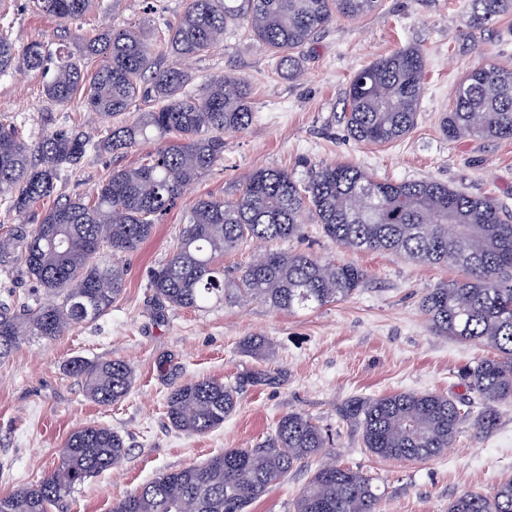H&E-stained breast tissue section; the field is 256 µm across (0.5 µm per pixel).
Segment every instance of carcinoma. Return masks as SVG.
<instances>
[{"label":"carcinoma","instance_id":"obj_1","mask_svg":"<svg viewBox=\"0 0 512 512\" xmlns=\"http://www.w3.org/2000/svg\"><path fill=\"white\" fill-rule=\"evenodd\" d=\"M93 0H33L37 11L64 21L88 15ZM469 23L482 25L512 10V0H469ZM377 0H186L163 35L183 60L208 49L230 22L244 21L280 58L288 74L295 53L336 17L373 10ZM84 53L102 64L86 78L70 52H51L32 41L18 47L0 26V76L22 66L48 76L45 102L64 107L80 96L99 119L123 115L140 99L156 109L113 125L94 142L66 128L38 143L0 123V195L23 213L49 197L58 170L77 164L88 149L123 153L154 140L147 162L112 171L92 200L69 199L47 210L40 223L0 237V265L21 261L48 299L35 307L0 304V360L30 336L53 340L100 319L122 295L126 270L102 257L132 252L149 240L155 221L184 189L224 157V134L253 120L250 89L241 78L210 77L200 92L186 91L192 74L161 68L137 32L110 28L84 39ZM425 58L416 47L399 50L359 70L346 97L344 122L358 142L392 143L414 126L423 93ZM448 139H512V68L485 64L457 83L442 117ZM346 251L390 252L414 261L454 266L463 275L430 289L421 303L431 331L491 350L466 366L469 396L400 391L353 398L339 410L356 426L365 448L379 458L422 460L453 446L462 423L476 433L497 426V405L512 402V215L490 197H474L435 180L382 182L349 164L309 169L298 181L284 169L254 172L232 199L200 198L190 208L180 240L150 276L160 309H198L211 299L260 302L288 312L316 310L350 296L366 280L351 262L323 263L304 252L268 250L228 279L218 256L245 242L287 241L305 221ZM455 231L448 232V225ZM82 284L79 295L69 284ZM100 406L124 399L135 375L124 360L69 363ZM236 388L202 379L174 387L166 398L171 426L188 435L221 427L237 408ZM334 447L311 419L288 413L254 448H226L201 465L164 472L112 505L111 512H245L298 464ZM125 438L105 425L69 434L59 465L35 486L0 496V512H52L86 479L122 466ZM373 479L350 468L322 465L300 490L294 512H379ZM448 512H512V479L491 493L463 492Z\"/></svg>","mask_w":512,"mask_h":512}]
</instances>
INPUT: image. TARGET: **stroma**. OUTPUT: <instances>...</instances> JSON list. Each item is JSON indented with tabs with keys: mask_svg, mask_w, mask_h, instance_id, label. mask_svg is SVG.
<instances>
[{
	"mask_svg": "<svg viewBox=\"0 0 512 512\" xmlns=\"http://www.w3.org/2000/svg\"><path fill=\"white\" fill-rule=\"evenodd\" d=\"M185 0H96L79 21L41 16L31 0H5L0 14L12 39L66 47L86 75L97 69L82 55L81 38L112 26L141 33L154 43L158 31L177 21ZM468 0H380L355 19L337 18L297 54L300 72L288 77L275 54L246 27L227 28L208 51L185 62L199 91L214 75L244 78L251 86L254 119L224 136V158L205 172L161 216L153 237L119 256L127 269L120 299L98 321L54 340L30 337L0 361V495L39 483L59 463L68 435L87 424L112 427L129 446L123 466L86 480L55 512H110L117 500L166 471L197 465L227 448H251L273 433L283 415H306L333 435L336 465L375 479L381 512H448V502L467 490L492 492L512 479V402L498 407L489 435L462 424L455 444L439 456L397 461L373 456L357 428L337 410L352 397L377 398L396 391L465 394V366L483 352L431 333L420 302L429 289L458 278L456 268L420 265L390 253L337 248L318 225H305L285 250L324 262H352L367 272L351 296L314 311L288 312L261 303L213 300L201 309L157 310L150 272L176 247L186 215L199 197H234L260 169L284 168L302 179L309 167L351 163L374 178L400 182L433 179L465 193L497 199L512 211V139L451 141L441 130L458 80L493 61L512 66V11L488 24L468 22ZM415 46L426 60L425 90L414 128L391 144L352 139L343 120L354 74L378 57ZM0 123L16 127L29 142L56 128L79 129L98 140L104 123L87 118L82 101L46 110L40 73L0 76ZM157 147L149 141L124 154L88 150L63 168L51 196L18 214L0 199V236L18 225L39 223L56 203L92 199L97 185L117 168L145 163ZM45 292L23 263L0 266V303L18 306ZM265 337L267 355L247 352L242 341ZM122 359L135 371L129 394L109 407L91 401L80 379L68 372L73 359ZM210 378L239 387L235 412L203 435L170 427L166 397L173 386ZM302 463L276 482L247 512H293V503L317 468Z\"/></svg>",
	"mask_w": 512,
	"mask_h": 512,
	"instance_id": "stroma-1",
	"label": "stroma"
}]
</instances>
